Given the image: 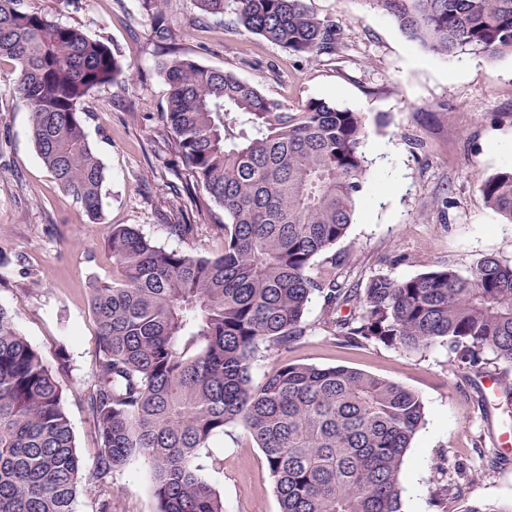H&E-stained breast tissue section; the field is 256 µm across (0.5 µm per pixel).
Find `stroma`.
<instances>
[{
	"mask_svg": "<svg viewBox=\"0 0 512 512\" xmlns=\"http://www.w3.org/2000/svg\"><path fill=\"white\" fill-rule=\"evenodd\" d=\"M319 17L338 20L344 43L332 56L309 60L272 45L222 16L199 15L193 0H174L168 21L177 50L201 65L259 83L267 96L298 109L311 98L363 113L373 141L388 151L373 175L355 222L319 255L312 275L344 259L349 284L375 274L413 277L451 261L468 269L484 256L512 260V224L488 209L480 179L512 166V57L443 58L407 40L397 22L363 0H306ZM53 20L80 27L133 64V84L94 91L86 102L85 132L104 166V221L89 223L79 202L53 180L37 156L28 114L13 94L10 63H0V307L48 365L68 359L60 373L64 405L84 464L75 512H152L151 473L132 459L111 477L94 476L96 434L85 401L94 381L96 325L88 302L91 278L112 275L106 227L130 224L168 249L221 251V210L193 201V181L177 156L164 112L169 86L163 51L153 37L144 0H21ZM185 223L186 240L168 225ZM323 300L313 297L304 322L308 338L289 360L348 366L400 383L419 395L425 421L401 473L405 512H460L465 503L512 501V462L494 458L493 434H512V405H482L481 373L511 367L483 352L481 371L457 362L446 345L409 352L370 342L334 344L324 329ZM203 475L224 500L225 512H279L264 456L240 428L202 449ZM469 481H461L460 471ZM448 486L434 498V476Z\"/></svg>",
	"mask_w": 512,
	"mask_h": 512,
	"instance_id": "1",
	"label": "stroma"
}]
</instances>
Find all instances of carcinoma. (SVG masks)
Here are the masks:
<instances>
[{
  "mask_svg": "<svg viewBox=\"0 0 512 512\" xmlns=\"http://www.w3.org/2000/svg\"><path fill=\"white\" fill-rule=\"evenodd\" d=\"M17 0H0V62L29 114L37 155L90 221L102 215L104 167L84 128L85 100L135 72L102 40ZM396 20L408 40L442 57L512 56V0H362ZM170 0H147L155 39ZM294 55L334 54L341 24L306 0H195ZM165 119L178 156L224 212L219 254L165 249L128 224H110L112 280L89 288L97 324L95 380L87 395L100 476L141 458L154 512H224L202 475V449L230 426L266 460L279 512H403L400 476L424 422L412 390L345 366L295 363L323 298L330 339L375 340L406 351L435 343L479 365L489 349L512 365V264L483 256L414 277L372 276L359 288L313 277L316 257L353 224L370 168L360 112L323 99L293 111L231 71L173 56ZM487 208L512 223V167L479 182ZM350 308L346 316L342 308ZM281 364L255 385L259 345ZM52 369L0 307V512H74L82 460Z\"/></svg>",
  "mask_w": 512,
  "mask_h": 512,
  "instance_id": "cac0c4a2",
  "label": "carcinoma"
}]
</instances>
